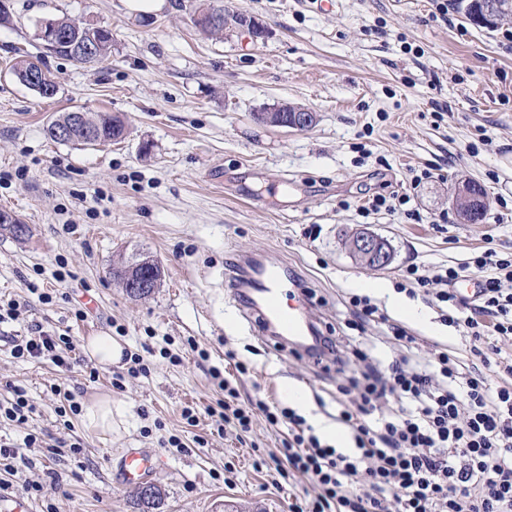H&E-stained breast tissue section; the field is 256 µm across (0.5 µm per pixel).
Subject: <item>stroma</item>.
<instances>
[{
  "label": "stroma",
  "instance_id": "35a3bbf8",
  "mask_svg": "<svg viewBox=\"0 0 512 512\" xmlns=\"http://www.w3.org/2000/svg\"><path fill=\"white\" fill-rule=\"evenodd\" d=\"M262 26L260 37L234 30L198 33L183 0L133 15L123 0H9L0 23V211L29 233L0 231V300H27L0 334H25L38 322L69 333L75 356L101 333L118 335L142 355L144 374L128 362L65 370L12 358L0 349V394L26 389L36 405L29 431L83 443L80 456L37 455L48 476L33 512H143L131 487L109 472L123 449L154 452L162 465L150 483L163 499L154 512H288L289 487L254 459L279 447L282 432L256 420L250 432L216 433L206 409L223 393L213 369L226 352L249 367L238 388L285 407L281 385L301 386L315 413H338L335 368L279 351L254 332L224 285L238 254L269 253L309 288L306 316L327 336L365 342L380 325L350 327L353 282L398 290L407 265L454 266L471 251L512 254V20L487 29L468 20L463 0H338L320 11L310 0H221ZM87 20L112 31V52L89 67L45 51L37 26L46 18ZM39 59L58 86L45 99L9 72L16 53ZM288 102L318 114L296 132L254 121L255 112ZM124 116V140L103 147L52 142L48 123L70 107ZM479 184L488 201L482 223L455 216L456 189ZM407 194L396 210L362 215L375 194ZM384 237L391 264L375 269L349 250L352 232ZM162 276L134 297L113 269L142 258ZM65 262L72 276L58 282ZM54 293L39 302L28 283ZM95 309L77 318L83 295ZM375 303L417 339L419 358L434 344L463 352L459 333L422 296L426 324L403 321L387 297ZM209 353L200 360L190 348ZM123 375L122 388L112 385ZM80 403L112 398V436L88 432L81 418L65 430L52 385ZM197 415L188 425L184 410ZM183 445H169L170 437ZM236 474L224 483L226 469Z\"/></svg>",
  "mask_w": 512,
  "mask_h": 512
}]
</instances>
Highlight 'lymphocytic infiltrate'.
<instances>
[{
	"label": "lymphocytic infiltrate",
	"mask_w": 512,
	"mask_h": 512,
	"mask_svg": "<svg viewBox=\"0 0 512 512\" xmlns=\"http://www.w3.org/2000/svg\"><path fill=\"white\" fill-rule=\"evenodd\" d=\"M480 276L473 313L453 289L460 279ZM408 295L423 291L443 322L461 331L480 370L459 357L439 352L435 361H420L415 337L390 323L370 298L351 296L354 314L387 325L401 352L386 370L376 366V341L343 343L318 336L317 356H330L343 377L339 421L352 430L353 453L321 443L305 418L292 409L264 400L241 404L230 380H221L223 400L208 407L218 430L249 432L255 416L269 427H287L281 448L269 459L277 475L306 490L292 495L289 512H512V357L503 356L499 339H512V256L487 249L472 252L455 266L425 275L411 264L405 270ZM70 336L35 323L26 335L13 337L17 359H38L69 367ZM500 378L490 384L485 370ZM397 395V412L381 408ZM40 436L26 434L19 443L0 442V491L13 489L19 466L34 468L31 449Z\"/></svg>",
	"instance_id": "lymphocytic-infiltrate-1"
}]
</instances>
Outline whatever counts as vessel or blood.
Returning a JSON list of instances; mask_svg holds the SVG:
<instances>
[{
	"label": "vessel or blood",
	"instance_id": "b4317fda",
	"mask_svg": "<svg viewBox=\"0 0 512 512\" xmlns=\"http://www.w3.org/2000/svg\"><path fill=\"white\" fill-rule=\"evenodd\" d=\"M239 314L259 333L278 345L304 354L309 350L312 324L293 305L284 304L287 295L303 296L305 284L287 265L257 255L238 257L224 270ZM161 464L159 456L137 449H126L119 460L122 484L137 485L151 477Z\"/></svg>",
	"mask_w": 512,
	"mask_h": 512
}]
</instances>
